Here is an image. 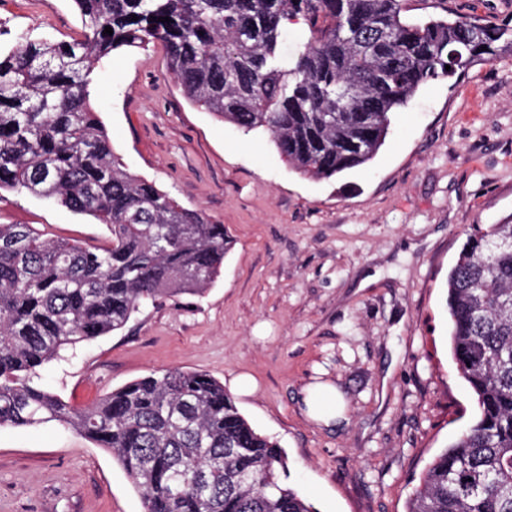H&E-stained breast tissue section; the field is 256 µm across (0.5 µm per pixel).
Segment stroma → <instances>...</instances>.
Wrapping results in <instances>:
<instances>
[{
  "instance_id": "35a3bbf8",
  "label": "stroma",
  "mask_w": 512,
  "mask_h": 512,
  "mask_svg": "<svg viewBox=\"0 0 512 512\" xmlns=\"http://www.w3.org/2000/svg\"><path fill=\"white\" fill-rule=\"evenodd\" d=\"M413 20L512 21V0H402ZM69 41L73 0H0V45ZM91 104L125 168L234 240L201 295L146 305L119 332L46 365L44 385L83 408L169 368L211 375L286 453L317 512H405L425 466L475 417L448 351L446 282L473 224L512 216V56L424 84L397 108L374 160L318 180L269 134L191 103L165 47L122 48L94 70ZM0 224L106 243L107 225L0 190ZM330 383L349 418L325 426L301 391ZM0 512H144L105 449L50 422L0 428Z\"/></svg>"
}]
</instances>
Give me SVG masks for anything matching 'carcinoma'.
<instances>
[{
	"mask_svg": "<svg viewBox=\"0 0 512 512\" xmlns=\"http://www.w3.org/2000/svg\"><path fill=\"white\" fill-rule=\"evenodd\" d=\"M74 3L82 39L21 34L0 49V190L90 215L110 238L89 247L0 224V428L77 431L122 466L144 512H315L288 484L284 450L206 373H152L86 408L38 383L61 352L123 329L144 305L204 293L233 246L224 225L123 166L89 76L115 50L161 42L192 103L263 129L294 169L330 179L375 158L392 111L422 85L511 55L512 25L412 22L401 0ZM447 308L477 413L423 470L406 512H512V218L466 231Z\"/></svg>",
	"mask_w": 512,
	"mask_h": 512,
	"instance_id": "cac0c4a2",
	"label": "carcinoma"
}]
</instances>
